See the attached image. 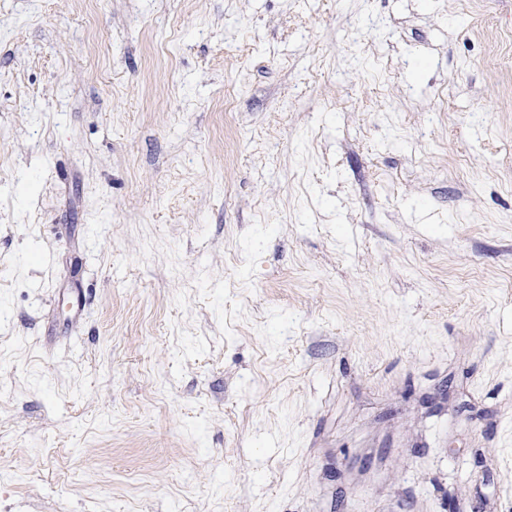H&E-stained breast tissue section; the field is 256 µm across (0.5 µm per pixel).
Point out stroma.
<instances>
[{
    "mask_svg": "<svg viewBox=\"0 0 512 512\" xmlns=\"http://www.w3.org/2000/svg\"><path fill=\"white\" fill-rule=\"evenodd\" d=\"M0 512H512V0H0Z\"/></svg>",
    "mask_w": 512,
    "mask_h": 512,
    "instance_id": "stroma-1",
    "label": "stroma"
}]
</instances>
